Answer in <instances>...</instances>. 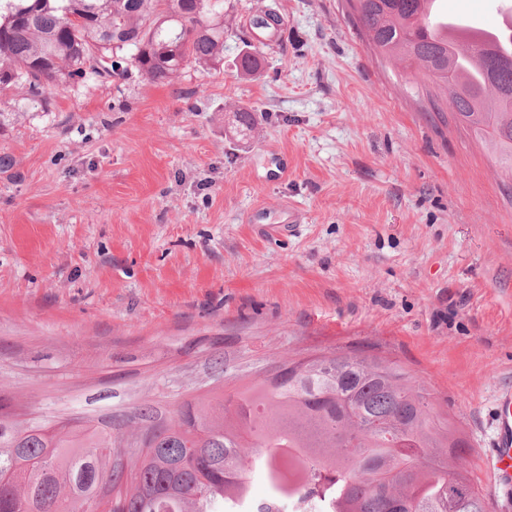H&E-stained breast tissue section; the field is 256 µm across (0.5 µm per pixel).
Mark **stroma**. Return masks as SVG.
<instances>
[{
    "label": "stroma",
    "mask_w": 512,
    "mask_h": 512,
    "mask_svg": "<svg viewBox=\"0 0 512 512\" xmlns=\"http://www.w3.org/2000/svg\"><path fill=\"white\" fill-rule=\"evenodd\" d=\"M277 4L278 38L251 16ZM256 48L261 66L238 60ZM259 117L239 133L234 114ZM0 395L134 435L336 350L398 361L484 454L512 389V174L379 63L347 0H225L224 66L128 68L0 116ZM295 211L272 238L253 222Z\"/></svg>",
    "instance_id": "obj_1"
}]
</instances>
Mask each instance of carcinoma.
Wrapping results in <instances>:
<instances>
[{
  "mask_svg": "<svg viewBox=\"0 0 512 512\" xmlns=\"http://www.w3.org/2000/svg\"><path fill=\"white\" fill-rule=\"evenodd\" d=\"M424 2L355 0L354 11L370 49L442 90L512 173V51L442 39ZM249 26L275 36L284 20L270 5ZM122 54L154 83L223 67L224 0H0V97L22 89L45 105L76 79L114 76ZM299 365L183 403L123 471L114 435L90 420L48 432L0 411V512H88L103 479L122 483L120 512H486L483 490L450 465L465 441L401 365L348 352ZM256 455L262 498L250 494Z\"/></svg>",
  "mask_w": 512,
  "mask_h": 512,
  "instance_id": "obj_1",
  "label": "carcinoma"
}]
</instances>
